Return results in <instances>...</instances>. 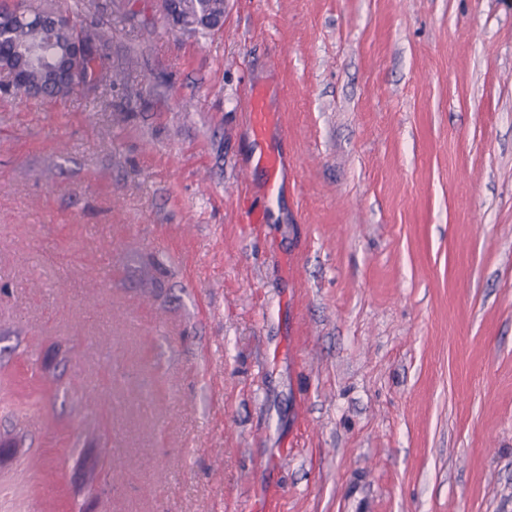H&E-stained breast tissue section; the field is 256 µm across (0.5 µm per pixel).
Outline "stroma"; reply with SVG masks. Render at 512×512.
Wrapping results in <instances>:
<instances>
[{
    "instance_id": "stroma-1",
    "label": "stroma",
    "mask_w": 512,
    "mask_h": 512,
    "mask_svg": "<svg viewBox=\"0 0 512 512\" xmlns=\"http://www.w3.org/2000/svg\"><path fill=\"white\" fill-rule=\"evenodd\" d=\"M158 4L0 72V512H512V0ZM164 16L179 29L190 33H207L224 23L223 0H161ZM98 55H100V51L96 47H93L91 53L87 54L84 58L78 59L74 69L75 80L79 83V87H83L86 84L88 80L87 73L89 72L90 81L88 82V89L86 91L93 94H96L102 88H112L125 80L124 72L112 70V67L104 63L103 58L95 62L90 68V71L84 72L80 63L88 61L89 59H91V63H93L98 60ZM247 106L252 135L260 142L267 137L273 125L271 113L266 105L265 93L253 89L247 97ZM259 162L266 171L265 196L267 200L272 201L279 189L278 180L284 160L278 152H268L261 154Z\"/></svg>"
}]
</instances>
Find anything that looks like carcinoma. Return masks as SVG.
I'll return each instance as SVG.
<instances>
[{"label": "carcinoma", "mask_w": 512, "mask_h": 512, "mask_svg": "<svg viewBox=\"0 0 512 512\" xmlns=\"http://www.w3.org/2000/svg\"><path fill=\"white\" fill-rule=\"evenodd\" d=\"M28 7L46 19L44 26L35 28L24 22L7 0H0V33H4L0 39V64L44 100L65 98L75 88L58 72L53 57L67 51L81 36L90 43L108 45L111 27L103 23L88 30L75 23L57 22V15L70 17V11L62 4L31 2ZM160 7L164 16L190 34L214 31L224 23V0H161ZM89 78L87 92L95 94L124 82L125 74L100 60L90 68Z\"/></svg>", "instance_id": "obj_1"}]
</instances>
